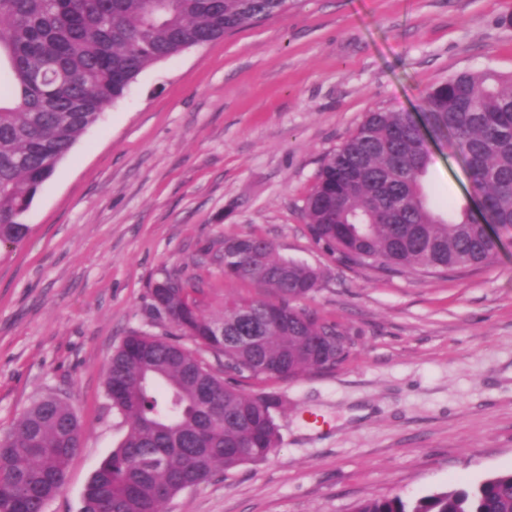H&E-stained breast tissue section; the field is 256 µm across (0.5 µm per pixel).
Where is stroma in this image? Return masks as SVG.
<instances>
[{
  "label": "stroma",
  "mask_w": 512,
  "mask_h": 512,
  "mask_svg": "<svg viewBox=\"0 0 512 512\" xmlns=\"http://www.w3.org/2000/svg\"><path fill=\"white\" fill-rule=\"evenodd\" d=\"M486 69L512 74V0H289L138 76L43 184L23 242L0 247V436L47 394L84 426L45 512H80L126 432L104 390L113 352L130 332L174 331L149 309L152 281L203 280L214 304L269 298L212 257L246 232L322 270L310 306L348 333L349 355L267 381L279 447L163 512H354L512 471V242L490 266L424 277L337 261L302 213L366 113L416 112L430 87ZM430 148L433 197L465 202L463 162L445 139Z\"/></svg>",
  "instance_id": "stroma-1"
}]
</instances>
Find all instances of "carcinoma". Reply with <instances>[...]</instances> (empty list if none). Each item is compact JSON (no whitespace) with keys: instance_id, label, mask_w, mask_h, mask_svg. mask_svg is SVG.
Here are the masks:
<instances>
[{"instance_id":"carcinoma-1","label":"carcinoma","mask_w":512,"mask_h":512,"mask_svg":"<svg viewBox=\"0 0 512 512\" xmlns=\"http://www.w3.org/2000/svg\"><path fill=\"white\" fill-rule=\"evenodd\" d=\"M288 0H0V63L12 101L0 104V244L22 241L35 196L88 128L153 64L284 12ZM423 116L463 161L470 192L444 213L424 181L431 149L413 115L378 110L327 154L305 198L312 240L337 260L423 276L494 262L512 233V76L460 73L429 88ZM231 282L266 286L204 308L201 284L174 274L150 288L175 339L133 332L112 354L105 394L128 424L95 470L82 512H162L174 494L279 446L273 392L246 393L235 377L291 379L342 363L346 332L306 305L318 268L281 256L253 233L224 239ZM224 360L226 379L180 342ZM84 429L72 406L42 396L0 437V512H44L67 483ZM355 512H512V472L474 489L413 503L366 500Z\"/></svg>"}]
</instances>
